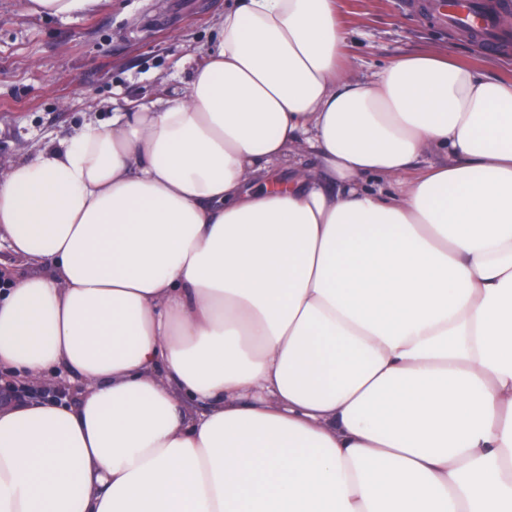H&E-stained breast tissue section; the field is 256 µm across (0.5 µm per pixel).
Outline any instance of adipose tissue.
<instances>
[{
	"instance_id": "1",
	"label": "adipose tissue",
	"mask_w": 512,
	"mask_h": 512,
	"mask_svg": "<svg viewBox=\"0 0 512 512\" xmlns=\"http://www.w3.org/2000/svg\"><path fill=\"white\" fill-rule=\"evenodd\" d=\"M336 3L0 178V371L81 387L0 406V512H512V78H357Z\"/></svg>"
}]
</instances>
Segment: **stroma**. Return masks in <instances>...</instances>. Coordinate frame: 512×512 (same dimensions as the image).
I'll return each mask as SVG.
<instances>
[{
    "instance_id": "stroma-1",
    "label": "stroma",
    "mask_w": 512,
    "mask_h": 512,
    "mask_svg": "<svg viewBox=\"0 0 512 512\" xmlns=\"http://www.w3.org/2000/svg\"><path fill=\"white\" fill-rule=\"evenodd\" d=\"M226 3L112 0L93 16L61 20L30 13L28 0H0V177L89 117L183 90L176 63L205 54ZM338 18L359 78L432 46L512 78V45L489 56L483 42L424 23L408 0H339Z\"/></svg>"
}]
</instances>
